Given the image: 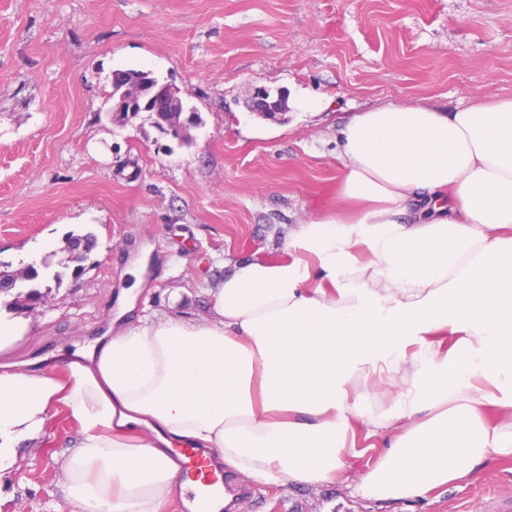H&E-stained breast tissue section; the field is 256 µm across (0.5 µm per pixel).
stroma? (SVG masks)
<instances>
[{
  "label": "stroma",
  "mask_w": 512,
  "mask_h": 512,
  "mask_svg": "<svg viewBox=\"0 0 512 512\" xmlns=\"http://www.w3.org/2000/svg\"><path fill=\"white\" fill-rule=\"evenodd\" d=\"M177 89L190 142L149 113L112 121L117 69ZM288 97L285 121L251 112L253 87ZM512 97V0H0V262L93 233L82 275L21 310L19 357L64 365L142 307L194 319L224 264L277 259L297 225L338 200L336 135L390 103L452 112ZM320 101L308 110L304 99ZM147 254L134 308L128 270ZM78 424L58 409L0 474V512H70L62 464ZM512 458L398 502L351 484L248 490L233 512H502Z\"/></svg>",
  "instance_id": "35a3bbf8"
}]
</instances>
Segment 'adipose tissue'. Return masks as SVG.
Listing matches in <instances>:
<instances>
[{
  "label": "adipose tissue",
  "instance_id": "ef3b65f1",
  "mask_svg": "<svg viewBox=\"0 0 512 512\" xmlns=\"http://www.w3.org/2000/svg\"><path fill=\"white\" fill-rule=\"evenodd\" d=\"M339 139L356 214L299 225L279 260L230 264L202 318L109 327L57 373L17 360L30 323L0 314V470L61 406L80 433L71 512H222L231 494L190 476L186 448L254 485L331 484L361 427L380 451L356 491L376 501L511 458L512 97L389 104Z\"/></svg>",
  "mask_w": 512,
  "mask_h": 512
}]
</instances>
